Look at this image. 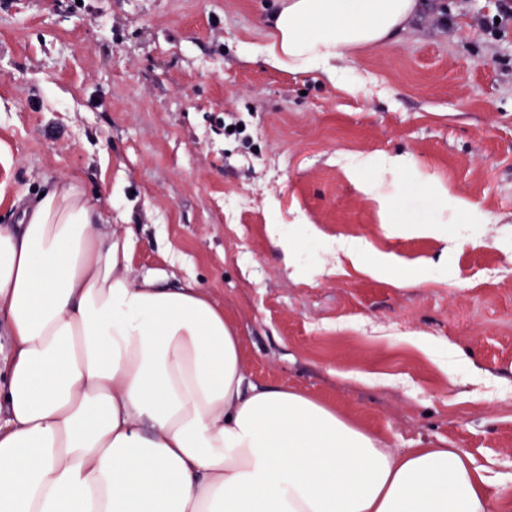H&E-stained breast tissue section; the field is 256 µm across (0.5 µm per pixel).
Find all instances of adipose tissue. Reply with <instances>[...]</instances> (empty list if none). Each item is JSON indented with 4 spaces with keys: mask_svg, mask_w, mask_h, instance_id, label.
<instances>
[{
    "mask_svg": "<svg viewBox=\"0 0 512 512\" xmlns=\"http://www.w3.org/2000/svg\"><path fill=\"white\" fill-rule=\"evenodd\" d=\"M416 0H276L273 66L335 79ZM79 178L0 225V512H512L458 448L398 453L305 393L248 384L194 282L130 273Z\"/></svg>",
    "mask_w": 512,
    "mask_h": 512,
    "instance_id": "adipose-tissue-1",
    "label": "adipose tissue"
}]
</instances>
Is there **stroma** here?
Here are the masks:
<instances>
[{
	"instance_id": "1",
	"label": "stroma",
	"mask_w": 512,
	"mask_h": 512,
	"mask_svg": "<svg viewBox=\"0 0 512 512\" xmlns=\"http://www.w3.org/2000/svg\"><path fill=\"white\" fill-rule=\"evenodd\" d=\"M271 2L0 0V222L79 175L131 235L133 276L224 309L248 382L331 403L398 452L463 449L490 501L512 498L501 0H417L390 42L344 52L355 91L243 52L268 41ZM398 154L410 169L382 166ZM438 222L444 239L417 231ZM342 238L372 249L351 264Z\"/></svg>"
}]
</instances>
